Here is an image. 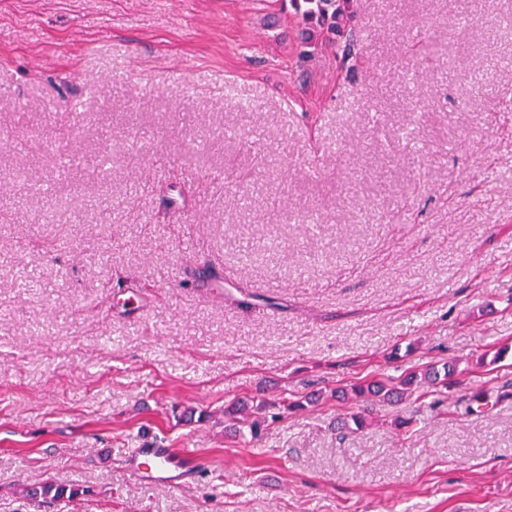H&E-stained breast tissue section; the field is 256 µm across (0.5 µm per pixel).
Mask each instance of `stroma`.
Listing matches in <instances>:
<instances>
[{"label": "stroma", "instance_id": "1", "mask_svg": "<svg viewBox=\"0 0 512 512\" xmlns=\"http://www.w3.org/2000/svg\"><path fill=\"white\" fill-rule=\"evenodd\" d=\"M352 9L0 0V512H512V0ZM151 442L200 463L143 481ZM295 13L305 21L314 22L326 32L336 28L351 13V0H290ZM457 373L455 363L438 361L405 374L398 382L379 379L367 383H354L349 387L333 390L330 395L331 397L345 398L351 394L355 398L373 397L391 404L399 403L408 392H411L413 386L427 384L434 388L447 389ZM321 393L311 394L296 400L282 399L280 401H268L242 398L233 401L224 406V423L228 422L229 429H232L235 435L245 437L249 434L251 438L261 435L263 427L268 422H272L281 417V410L285 412L303 411L308 405L317 403ZM80 491L83 494L88 492V490L84 488L80 489L79 486L59 485L52 481H46L41 486H39V488L27 490V493H30L33 496H37L39 494L45 498L51 497V499H61L64 497H76L80 494Z\"/></svg>", "mask_w": 512, "mask_h": 512}]
</instances>
